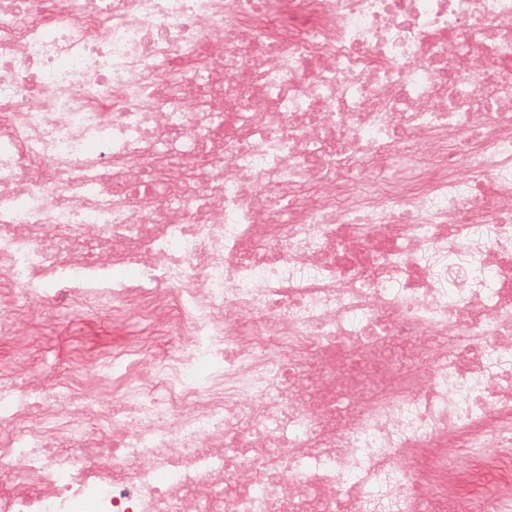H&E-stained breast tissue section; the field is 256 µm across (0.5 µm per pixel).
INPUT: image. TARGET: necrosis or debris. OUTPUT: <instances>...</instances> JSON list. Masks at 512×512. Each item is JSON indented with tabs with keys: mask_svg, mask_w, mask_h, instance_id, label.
Masks as SVG:
<instances>
[{
	"mask_svg": "<svg viewBox=\"0 0 512 512\" xmlns=\"http://www.w3.org/2000/svg\"><path fill=\"white\" fill-rule=\"evenodd\" d=\"M76 295L180 346L0 362V512H512V0H0V307Z\"/></svg>",
	"mask_w": 512,
	"mask_h": 512,
	"instance_id": "obj_1",
	"label": "necrosis or debris"
}]
</instances>
